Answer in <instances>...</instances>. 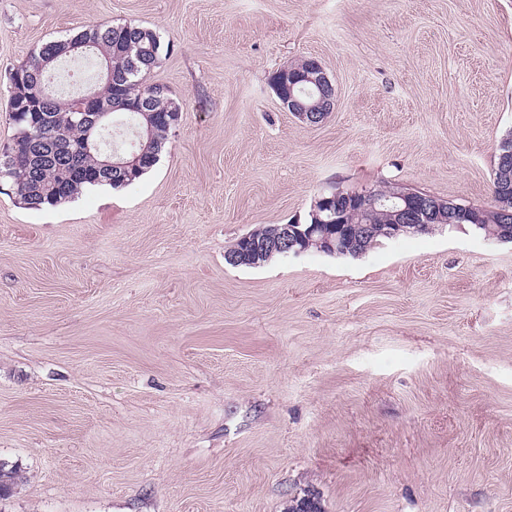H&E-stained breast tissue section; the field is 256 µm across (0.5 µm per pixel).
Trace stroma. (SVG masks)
<instances>
[{
    "label": "stroma",
    "mask_w": 512,
    "mask_h": 512,
    "mask_svg": "<svg viewBox=\"0 0 512 512\" xmlns=\"http://www.w3.org/2000/svg\"><path fill=\"white\" fill-rule=\"evenodd\" d=\"M124 22L170 47L157 164L42 210L0 184V512H512V243L225 259L336 186L489 206L512 0H0V147L10 72ZM308 57L317 125L271 83ZM309 61L310 59H303L297 64L292 65L290 72L297 77L304 75V73L308 71ZM302 79L305 80V82L297 83L295 88L294 84L288 83V94L280 88H278L279 91L276 89L275 91L278 93V98L281 100L282 105L287 108L289 112H294L298 118L308 124H315L316 121L320 123L327 117L329 112L333 110L334 102L323 97L319 92L333 87L331 80L328 78L323 66L319 62H316V66L312 67L308 73H305ZM309 83L315 85L319 91L315 86ZM301 87L305 90H311L312 93L310 95L300 93L299 89ZM296 94L307 102L317 100L318 98L320 99L313 104H307Z\"/></svg>",
    "instance_id": "stroma-1"
}]
</instances>
